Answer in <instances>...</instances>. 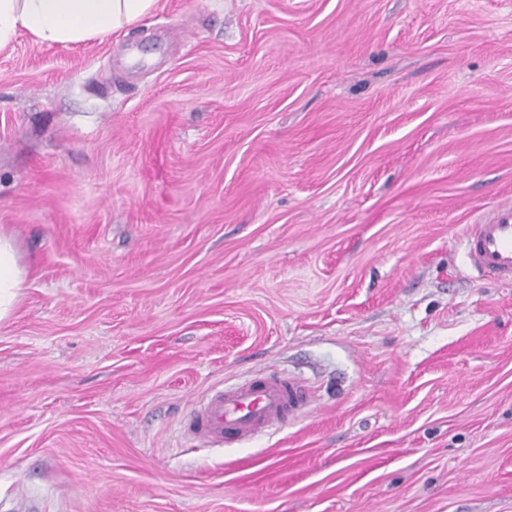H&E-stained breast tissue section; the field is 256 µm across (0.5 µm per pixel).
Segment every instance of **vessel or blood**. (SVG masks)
I'll return each instance as SVG.
<instances>
[{"label": "vessel or blood", "mask_w": 512, "mask_h": 512, "mask_svg": "<svg viewBox=\"0 0 512 512\" xmlns=\"http://www.w3.org/2000/svg\"><path fill=\"white\" fill-rule=\"evenodd\" d=\"M462 250L481 276L491 282L512 281V206L493 209L474 225ZM309 388L298 378L269 374L215 392L184 422L196 439L229 444L282 426L308 405Z\"/></svg>", "instance_id": "obj_1"}]
</instances>
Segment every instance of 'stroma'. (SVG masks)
<instances>
[{
  "label": "stroma",
  "mask_w": 512,
  "mask_h": 512,
  "mask_svg": "<svg viewBox=\"0 0 512 512\" xmlns=\"http://www.w3.org/2000/svg\"><path fill=\"white\" fill-rule=\"evenodd\" d=\"M512 0H157L0 51V512H512ZM288 374L307 411L181 421ZM461 245L485 280L512 281V206L493 209L483 224H474ZM28 274L14 238L0 227V321L14 311ZM309 388L298 378L269 374L215 392L184 422L194 439L229 444L280 427L308 405Z\"/></svg>",
  "instance_id": "1"
}]
</instances>
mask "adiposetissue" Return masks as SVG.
<instances>
[{
  "label": "adipose tissue",
  "instance_id": "1",
  "mask_svg": "<svg viewBox=\"0 0 512 512\" xmlns=\"http://www.w3.org/2000/svg\"><path fill=\"white\" fill-rule=\"evenodd\" d=\"M155 0H0V49L24 31L46 45H68L137 24ZM29 270L14 238L0 229V320L21 297Z\"/></svg>",
  "mask_w": 512,
  "mask_h": 512
}]
</instances>
